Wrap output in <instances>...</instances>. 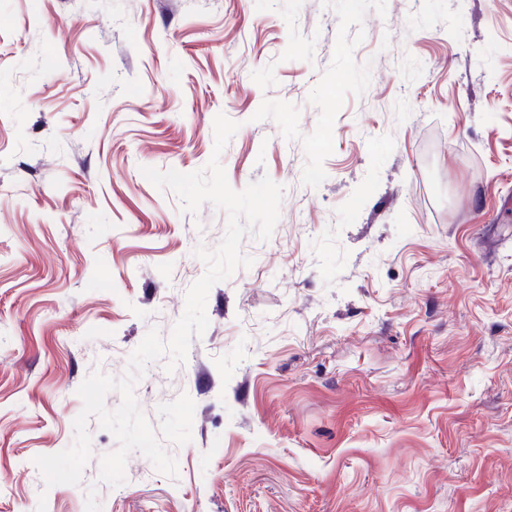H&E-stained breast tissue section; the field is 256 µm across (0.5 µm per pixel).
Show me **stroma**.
Wrapping results in <instances>:
<instances>
[{
	"label": "stroma",
	"mask_w": 512,
	"mask_h": 512,
	"mask_svg": "<svg viewBox=\"0 0 512 512\" xmlns=\"http://www.w3.org/2000/svg\"><path fill=\"white\" fill-rule=\"evenodd\" d=\"M285 188L185 362L134 393L178 465L78 389L169 338L227 214ZM512 0H0V512H512Z\"/></svg>",
	"instance_id": "1"
}]
</instances>
